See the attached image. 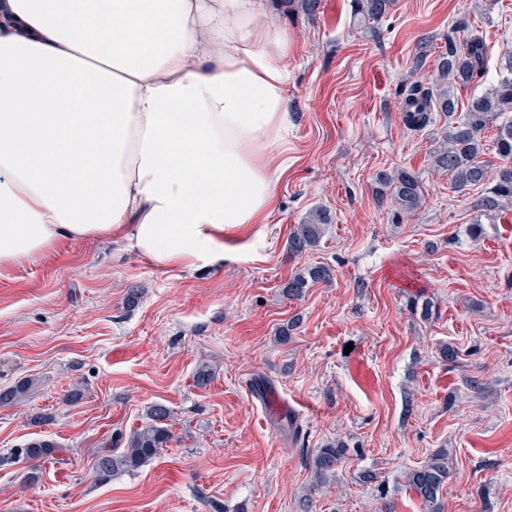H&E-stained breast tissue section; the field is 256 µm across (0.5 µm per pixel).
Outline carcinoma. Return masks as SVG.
I'll return each mask as SVG.
<instances>
[{
  "label": "carcinoma",
  "mask_w": 512,
  "mask_h": 512,
  "mask_svg": "<svg viewBox=\"0 0 512 512\" xmlns=\"http://www.w3.org/2000/svg\"><path fill=\"white\" fill-rule=\"evenodd\" d=\"M395 0H356L355 11L359 22H379L394 6ZM485 62V45L482 38L471 35L463 43L450 41L448 56L441 59L435 78V92L420 93L408 98L403 105L402 120L412 128L430 123L432 112L450 117L448 134L432 152L434 167L448 172L454 188L463 190L478 186L489 178V161L486 155V129L494 124L497 132L492 141L495 154L504 162L493 179V185L476 201V216L470 232L480 230L482 218L492 217L512 202V120L496 124L504 112H512V56L508 58L497 82L482 96L472 99L463 116L456 118L457 101L454 89L468 86L480 75ZM389 188L390 203L399 210L411 213L422 206L423 189L412 173L399 169L381 177ZM329 223L327 211L317 210L298 225L288 237V250L301 255L317 246L323 236L324 226ZM332 271L322 265L313 266L304 273H295L283 285V292L290 298L299 299L307 288L317 282L331 280ZM171 411L163 403H154L146 410L145 426L133 432L127 439V448L115 453L102 448L94 461V472L101 481L110 479L121 471L134 470L155 459L160 450L172 439L167 424ZM58 445L48 439H32L14 449V456L22 460H35L51 456ZM347 444L336 439L316 449L309 460L315 486L321 487L336 478V471L346 458ZM448 478V453L440 449L422 466L406 476V486L422 501L426 512H440L439 493Z\"/></svg>",
  "instance_id": "obj_1"
}]
</instances>
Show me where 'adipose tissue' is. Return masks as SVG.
I'll return each instance as SVG.
<instances>
[{
  "mask_svg": "<svg viewBox=\"0 0 512 512\" xmlns=\"http://www.w3.org/2000/svg\"><path fill=\"white\" fill-rule=\"evenodd\" d=\"M0 0V269L64 240L220 265L288 170L268 0Z\"/></svg>",
  "mask_w": 512,
  "mask_h": 512,
  "instance_id": "ef3b65f1",
  "label": "adipose tissue"
}]
</instances>
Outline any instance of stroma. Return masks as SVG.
Instances as JSON below:
<instances>
[{
  "instance_id": "stroma-1",
  "label": "stroma",
  "mask_w": 512,
  "mask_h": 512,
  "mask_svg": "<svg viewBox=\"0 0 512 512\" xmlns=\"http://www.w3.org/2000/svg\"><path fill=\"white\" fill-rule=\"evenodd\" d=\"M271 2L296 39L294 163L267 222L242 231L243 258L162 269L65 240L0 271V388H24L0 407V512H211L213 500L224 512H302L307 498L312 512H425L406 475L442 448L441 512H512V205L471 236L484 186L456 190L431 162L447 117L418 130L402 120L411 89H430L463 33L482 34L486 63L456 89L458 112L496 83L512 55V0H396L371 30L354 0H321L312 18ZM399 169L423 187L409 215L377 195L378 173ZM317 208L332 218L318 247L289 253ZM318 263L332 281L287 299L288 277ZM409 290L431 317L409 308ZM445 343L456 362L440 359ZM203 366L212 378L200 386ZM156 402L173 415L168 447L97 481V451ZM37 437L59 453L15 460ZM335 439L350 452L314 488L309 458Z\"/></svg>"
}]
</instances>
